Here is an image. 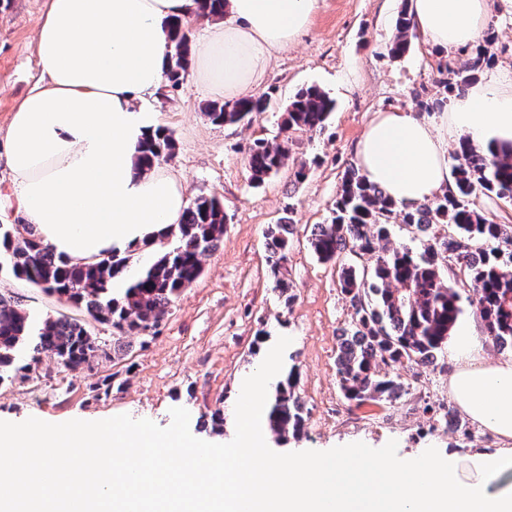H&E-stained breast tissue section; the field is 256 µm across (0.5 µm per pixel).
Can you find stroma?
I'll return each mask as SVG.
<instances>
[{
	"instance_id": "1",
	"label": "stroma",
	"mask_w": 512,
	"mask_h": 512,
	"mask_svg": "<svg viewBox=\"0 0 512 512\" xmlns=\"http://www.w3.org/2000/svg\"><path fill=\"white\" fill-rule=\"evenodd\" d=\"M49 0H0V131L11 112L44 74L35 40ZM405 0H320L308 29L272 62L257 89L270 102L248 124H215L205 113L214 97L191 76L163 84L147 104L158 124L176 142L167 167L182 177L189 198L216 196L227 222L218 248L202 259L203 272L172 303L158 335L133 345L128 355L93 368L62 369L42 357L33 380L0 388V420L19 423L35 417L49 423L104 420L127 414L166 427L170 410L186 408L196 438L226 443L235 435V404L243 380L254 373L282 335L292 342L284 365L299 369L297 392L304 403L305 428L276 441L278 453L316 450L362 442L378 449L396 440L399 457H417L427 448L471 464L492 453L501 440L471 424L473 440L445 425V412L465 413L448 391L454 367L447 354L415 371L402 369L408 395L377 406L345 400L336 374V352L352 309L338 284V267L317 259L308 243L313 225L330 223L345 170L356 161L354 146L376 112L416 109L438 97L440 61L463 65L469 49L445 51L413 40L390 55L389 46ZM315 86L336 102L324 129L285 135L284 110L297 91ZM287 141L284 167L263 182H251L246 149L254 139ZM305 167L304 178L293 172ZM292 216L288 261L279 277L267 263L265 232ZM16 187L0 141V224L24 229ZM289 284V293L276 279ZM0 294L18 297L36 316L56 315L66 305L15 279H0ZM114 378L115 390L103 391ZM224 410V427L211 414Z\"/></svg>"
}]
</instances>
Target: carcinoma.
<instances>
[{
    "label": "carcinoma",
    "mask_w": 512,
    "mask_h": 512,
    "mask_svg": "<svg viewBox=\"0 0 512 512\" xmlns=\"http://www.w3.org/2000/svg\"><path fill=\"white\" fill-rule=\"evenodd\" d=\"M407 11H402L391 52L410 45ZM170 57L166 78L176 86L188 66L189 41L180 20L169 28ZM489 62L480 47L460 68L439 62L437 86L448 95L463 93L475 72ZM267 98L215 102L207 115L216 124H238L265 109ZM335 102L316 87L299 90L285 109L284 130L317 131L324 127ZM176 144L159 128L141 145L137 166L149 170L172 158ZM288 158V141L273 145L255 140L246 160L250 179L261 182ZM451 169L453 190L433 203L396 211L383 191L366 181L355 165L344 172L329 224L312 230L309 244L317 258L340 268L339 286L353 310L342 328L336 371L344 398L361 406L393 402L406 393L397 369L417 368L437 360L448 346L452 328L469 305L488 336L501 350H512V225L497 224L471 207V198L493 193L512 202V156L484 151L468 140L459 143ZM427 238L420 249L390 245L394 216ZM224 205L214 196H198L180 223L158 240L154 258L131 269L129 255L114 254L93 262L73 263L54 254L42 240L0 224V278L24 280L65 300L78 315L61 313L40 318L18 300L0 295V387L32 379L41 356L76 370L99 358L127 353L129 336L147 338L155 332L170 305L198 279L202 257L224 236ZM452 226L454 237L440 235ZM290 224L268 228V264L279 288L287 260ZM123 278L126 286L114 287ZM477 287L475 297L466 286ZM120 335L104 339L89 331L88 320ZM296 367L277 382L268 413L277 440L301 434L305 416L296 392Z\"/></svg>",
    "instance_id": "1"
}]
</instances>
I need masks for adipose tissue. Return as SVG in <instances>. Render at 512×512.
Returning <instances> with one entry per match:
<instances>
[{"mask_svg": "<svg viewBox=\"0 0 512 512\" xmlns=\"http://www.w3.org/2000/svg\"><path fill=\"white\" fill-rule=\"evenodd\" d=\"M319 0H226L194 41L197 78L229 99L252 96L274 55L308 28ZM512 0H409L410 32L444 50L477 46L493 10ZM200 14L197 0H49L37 33L48 80L14 109L5 132L19 203L37 235L71 261L124 254L178 223L189 200L161 167L135 165L157 129L144 104L168 69L169 26ZM512 143V77L490 69L438 119L377 113L355 145L357 166L399 209L444 195L448 143ZM456 325L449 392L474 422L512 441V357L492 363Z\"/></svg>", "mask_w": 512, "mask_h": 512, "instance_id": "adipose-tissue-1", "label": "adipose tissue"}]
</instances>
